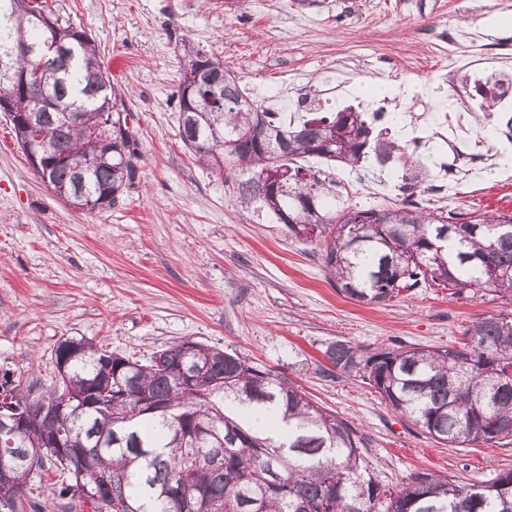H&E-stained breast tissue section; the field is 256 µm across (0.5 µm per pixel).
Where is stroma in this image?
<instances>
[{
  "label": "stroma",
  "mask_w": 512,
  "mask_h": 512,
  "mask_svg": "<svg viewBox=\"0 0 512 512\" xmlns=\"http://www.w3.org/2000/svg\"><path fill=\"white\" fill-rule=\"evenodd\" d=\"M47 0L61 24L84 30L125 96L138 141V178L116 205L83 211L57 198L0 115V366L50 382L59 339L82 336L121 354L147 356L184 341L248 356L294 383L363 438L382 485L435 472L483 484L512 468V443L451 448L395 412L361 381L327 375V345L457 346L465 330L499 314L475 289L418 288L383 304L336 291L317 241L285 225L243 219L222 177L178 135L175 93L183 44L230 65L259 103L287 114L285 82L303 76L324 111L383 84L386 101L426 109L434 48L449 19L488 34L484 59L512 58V0ZM314 18L312 27L301 17ZM344 72L331 90L329 76Z\"/></svg>",
  "instance_id": "obj_1"
}]
</instances>
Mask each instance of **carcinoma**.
Wrapping results in <instances>:
<instances>
[{"instance_id": "1", "label": "carcinoma", "mask_w": 512, "mask_h": 512, "mask_svg": "<svg viewBox=\"0 0 512 512\" xmlns=\"http://www.w3.org/2000/svg\"><path fill=\"white\" fill-rule=\"evenodd\" d=\"M59 18L36 0H0V57L16 72L40 68L43 92L1 86L9 112L30 115L45 133L38 173L51 186L65 184L110 208L135 184L140 152L110 75L91 39L62 27L66 48L46 61L14 52L25 40L40 45L47 23ZM193 91L200 111L178 134L208 170L232 181V201L243 213H266L297 236L312 227L323 239V259L339 293L380 304L403 290L435 284L476 288L502 301L496 316L473 324L463 346L371 348L347 340L330 344L332 367L354 377L422 432L450 447L497 444L512 438V213L453 221V213L425 207L336 208L329 189L300 158L356 167L373 153L385 163L404 150L373 134L366 113L348 108L316 112L298 122L245 94L235 75ZM92 116L91 126L65 119ZM341 123L350 135L317 149L316 139ZM267 133L282 145H261ZM81 141L72 164L51 155ZM282 171L283 191L271 202L257 197L266 171ZM69 354V384H52L37 397L18 368H0L1 415H20L39 401L53 407L40 428H0V468L9 469L17 496L0 508L22 512L32 469H55L58 497L92 512H512V469L488 484L461 485L435 473H416L397 490L381 485L364 463L362 438L346 420L310 401L298 388L251 365L236 352L193 343L188 360L206 368L188 386L179 370L182 344L144 360L118 357L81 336ZM277 413L288 424L284 442L255 431L244 410ZM60 438L73 455L60 460L44 440ZM98 482L78 493L82 469Z\"/></svg>"}]
</instances>
